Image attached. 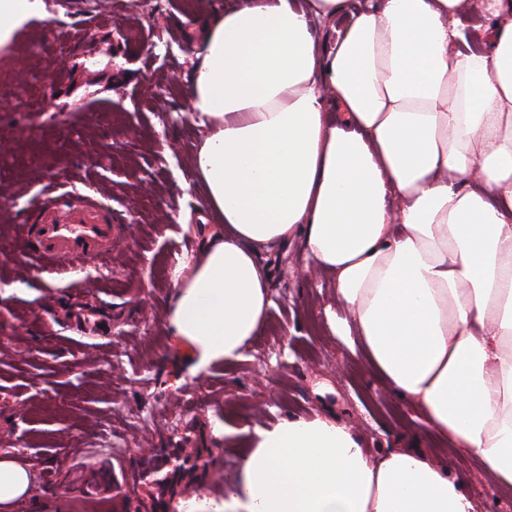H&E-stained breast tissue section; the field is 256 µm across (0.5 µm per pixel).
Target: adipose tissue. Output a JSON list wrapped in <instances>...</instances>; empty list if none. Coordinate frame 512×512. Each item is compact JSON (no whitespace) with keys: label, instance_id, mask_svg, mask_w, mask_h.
<instances>
[{"label":"adipose tissue","instance_id":"ef3b65f1","mask_svg":"<svg viewBox=\"0 0 512 512\" xmlns=\"http://www.w3.org/2000/svg\"><path fill=\"white\" fill-rule=\"evenodd\" d=\"M470 0H241L194 37L192 156L210 216L171 274L165 331L191 374L241 359L273 305L260 252L301 240L421 436L512 485V0L460 48ZM0 0V46L41 16ZM346 17L329 49L317 28ZM222 501L185 512H471L423 452L373 455L335 419L254 430ZM33 475L0 459V512Z\"/></svg>","mask_w":512,"mask_h":512}]
</instances>
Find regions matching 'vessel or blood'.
<instances>
[{
    "label": "vessel or blood",
    "mask_w": 512,
    "mask_h": 512,
    "mask_svg": "<svg viewBox=\"0 0 512 512\" xmlns=\"http://www.w3.org/2000/svg\"><path fill=\"white\" fill-rule=\"evenodd\" d=\"M70 192L53 196L51 202H39L26 216L27 234L22 249L50 265L70 269L88 258L106 260L112 254V226L81 214H74L70 222L53 219L50 209L70 211Z\"/></svg>",
    "instance_id": "obj_1"
}]
</instances>
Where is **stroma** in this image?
Returning a JSON list of instances; mask_svg holds the SVG:
<instances>
[{"instance_id":"35a3bbf8","label":"stroma","mask_w":512,"mask_h":512,"mask_svg":"<svg viewBox=\"0 0 512 512\" xmlns=\"http://www.w3.org/2000/svg\"><path fill=\"white\" fill-rule=\"evenodd\" d=\"M231 0H44L16 45L0 47V457L34 476L12 512H156L137 475L156 455L197 456L174 499H223L249 430L331 417L370 453L419 448L456 476L474 512H512L473 453L416 434L420 413L390 394L359 348L323 318L332 279L299 243L262 252L274 301L242 360L190 376L165 334L170 274L201 214L187 112L201 13ZM96 36L86 77L65 68ZM58 187L111 206V263L46 267L20 224ZM224 425L229 437L215 435Z\"/></svg>"}]
</instances>
